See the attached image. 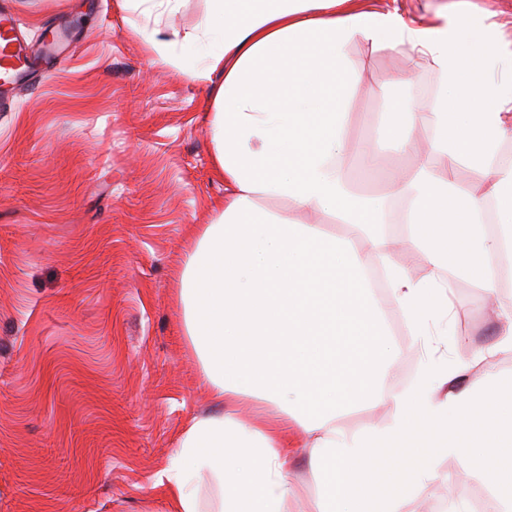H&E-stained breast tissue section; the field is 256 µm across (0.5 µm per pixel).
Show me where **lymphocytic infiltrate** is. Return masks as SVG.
<instances>
[{"mask_svg":"<svg viewBox=\"0 0 512 512\" xmlns=\"http://www.w3.org/2000/svg\"><path fill=\"white\" fill-rule=\"evenodd\" d=\"M410 419L412 426L409 432L374 450L370 465L357 474L373 512H382L387 494L411 483L430 456L452 441L461 448L474 442L485 444L487 452L476 459V467L512 472V459L507 456V449L512 443L502 438L489 420L476 415L466 416L457 430L450 434L422 408H413Z\"/></svg>","mask_w":512,"mask_h":512,"instance_id":"lymphocytic-infiltrate-1","label":"lymphocytic infiltrate"}]
</instances>
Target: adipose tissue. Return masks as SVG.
I'll use <instances>...</instances> for the list:
<instances>
[{
	"label": "adipose tissue",
	"mask_w": 512,
	"mask_h": 512,
	"mask_svg": "<svg viewBox=\"0 0 512 512\" xmlns=\"http://www.w3.org/2000/svg\"><path fill=\"white\" fill-rule=\"evenodd\" d=\"M469 0H444L431 21L399 10H371L364 0H209L190 41L203 46L190 63L169 52L165 29L145 38L152 61L196 81L220 75L212 92L213 160L228 194L177 273L188 336L201 360L202 382L221 402L220 414L193 418L184 431L176 471H163L171 512H287L299 489L287 479L288 442L296 424L306 439L318 493L310 512H366L354 478L371 445L404 433L407 412L421 404L428 416L456 428L467 413L493 417L512 436V406L482 405L480 387L452 382L500 353H512V40L496 23L473 21ZM429 58L441 74L430 103L392 99L385 132L402 152L416 149L413 133L431 131L443 163L422 160L409 178L391 175L404 199L407 232L395 240L376 234L378 207L345 182L351 168L345 131L362 68L347 47ZM479 173L478 188L461 172ZM287 200L291 214L257 206L258 198ZM371 255H363L360 239ZM427 260L412 274L399 249ZM385 269L390 299L377 296L369 271ZM465 279L497 299L493 347L458 348L453 368L429 361L407 391L389 389L396 351L386 305L404 316L411 335L453 336L452 294ZM276 407L261 428L242 423L244 398ZM393 405L391 427L349 436L337 420L362 405ZM464 478L494 489L490 512H512V478L471 467V452L449 444ZM207 475L218 500L208 510L197 483Z\"/></svg>",
	"instance_id": "adipose-tissue-1"
}]
</instances>
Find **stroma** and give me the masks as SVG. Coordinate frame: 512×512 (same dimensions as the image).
Segmentation results:
<instances>
[{
    "label": "stroma",
    "instance_id": "1",
    "mask_svg": "<svg viewBox=\"0 0 512 512\" xmlns=\"http://www.w3.org/2000/svg\"><path fill=\"white\" fill-rule=\"evenodd\" d=\"M31 43L65 36L64 54L37 62L0 108V512H168L155 476L168 469L193 417L221 407L201 382L186 334L176 271L195 236L224 202L212 163L211 82H191L150 63L131 27L173 31L171 53L199 58L187 33L208 0H182L153 17L122 0H12ZM365 69L346 129L378 170L347 174L381 206L380 229L401 237L400 197L387 176L414 172L415 155L383 136L392 97L421 102L439 77L424 60L362 43L348 48ZM408 82L393 87V79ZM457 342L489 346V301L465 281L453 296ZM394 391L409 388L422 354L401 313H386ZM288 477L303 488L288 512L315 496L307 450L288 429ZM435 476L406 512L476 507L488 487L459 477L455 457L438 456Z\"/></svg>",
    "mask_w": 512,
    "mask_h": 512
}]
</instances>
